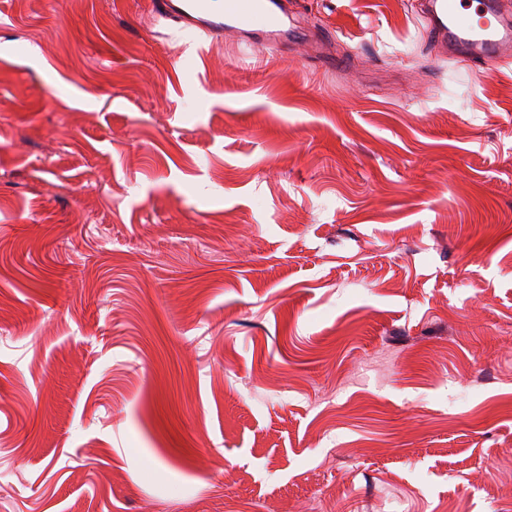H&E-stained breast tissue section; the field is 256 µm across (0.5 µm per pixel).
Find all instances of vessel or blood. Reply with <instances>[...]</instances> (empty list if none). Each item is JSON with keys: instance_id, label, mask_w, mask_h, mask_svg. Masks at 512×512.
<instances>
[{"instance_id": "b4317fda", "label": "vessel or blood", "mask_w": 512, "mask_h": 512, "mask_svg": "<svg viewBox=\"0 0 512 512\" xmlns=\"http://www.w3.org/2000/svg\"><path fill=\"white\" fill-rule=\"evenodd\" d=\"M154 12L216 41L283 47L311 37L284 23V0H155ZM422 14L434 52L472 68L512 64V0H425Z\"/></svg>"}]
</instances>
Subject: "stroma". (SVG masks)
Masks as SVG:
<instances>
[{"mask_svg":"<svg viewBox=\"0 0 512 512\" xmlns=\"http://www.w3.org/2000/svg\"><path fill=\"white\" fill-rule=\"evenodd\" d=\"M0 0V512H512V65Z\"/></svg>","mask_w":512,"mask_h":512,"instance_id":"obj_1","label":"stroma"}]
</instances>
